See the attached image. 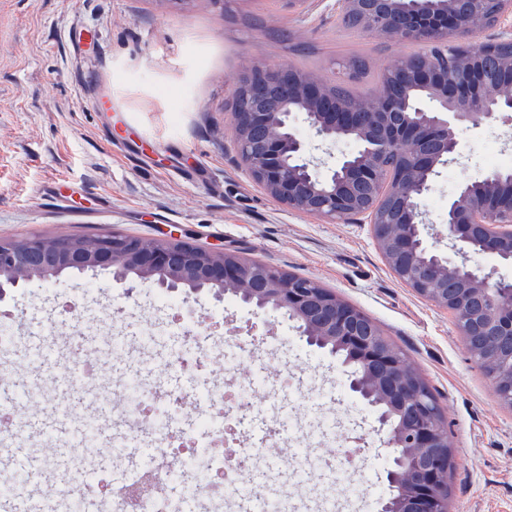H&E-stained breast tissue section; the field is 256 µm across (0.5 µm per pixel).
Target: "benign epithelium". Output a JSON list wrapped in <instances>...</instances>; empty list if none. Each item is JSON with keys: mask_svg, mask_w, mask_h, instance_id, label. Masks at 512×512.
Masks as SVG:
<instances>
[{"mask_svg": "<svg viewBox=\"0 0 512 512\" xmlns=\"http://www.w3.org/2000/svg\"><path fill=\"white\" fill-rule=\"evenodd\" d=\"M483 0H336L362 31L423 46L398 64L400 85L420 92L401 98L386 87L338 106L317 76L258 62L237 80L232 125L241 163L267 193L289 209L326 220L366 215L394 276L418 295L453 312L460 336H477L481 363L502 338H512V282L451 262L426 244L420 200L438 165L454 158L462 125L480 126L512 112V55L484 63L466 49ZM461 33L448 53V33ZM302 114L321 143L355 139L358 152L320 176L310 144L292 125ZM448 240L474 255L512 264V170L462 184L448 206ZM108 270L166 292H230L259 309L298 323L310 345L345 356L349 389L376 409L387 430L391 494L379 512H448L454 455L447 423L417 371L373 330L363 312L310 278L297 279L236 252L194 244L173 231L140 238H0V295L21 283L51 282L70 271Z\"/></svg>", "mask_w": 512, "mask_h": 512, "instance_id": "obj_1", "label": "benign epithelium"}]
</instances>
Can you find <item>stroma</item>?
Returning a JSON list of instances; mask_svg holds the SVG:
<instances>
[{
  "label": "stroma",
  "instance_id": "1",
  "mask_svg": "<svg viewBox=\"0 0 512 512\" xmlns=\"http://www.w3.org/2000/svg\"><path fill=\"white\" fill-rule=\"evenodd\" d=\"M413 44L346 30L336 0H231L221 10L197 0L176 10L164 0H0V237L182 232L210 248L310 277L361 310L418 370L448 423L455 455L449 512H512V408L471 357L447 310L400 283L363 217L335 223L289 210L242 167L232 133L238 77L253 63L300 66L355 94ZM362 57L364 75L342 79ZM456 158L438 168L421 199L428 244L512 281V265L453 251L443 221L461 184L512 155V121L458 130ZM24 356L0 360V382L29 383L11 410L14 426L52 409L71 372L74 337L109 336L98 388L111 389L113 418L128 383L146 405L171 391L255 382L241 416L252 422L276 399L288 408L251 458L243 482L280 512H365L345 485L388 495L387 434L375 411L344 384L335 355L308 346L293 321L256 313L233 297L201 294L173 309L149 282L120 283L109 272L69 273L17 289L0 301ZM253 326L252 335L242 329ZM300 379L282 388L281 370ZM354 436L366 463H344ZM39 489L75 482L82 450L23 435Z\"/></svg>",
  "mask_w": 512,
  "mask_h": 512
}]
</instances>
